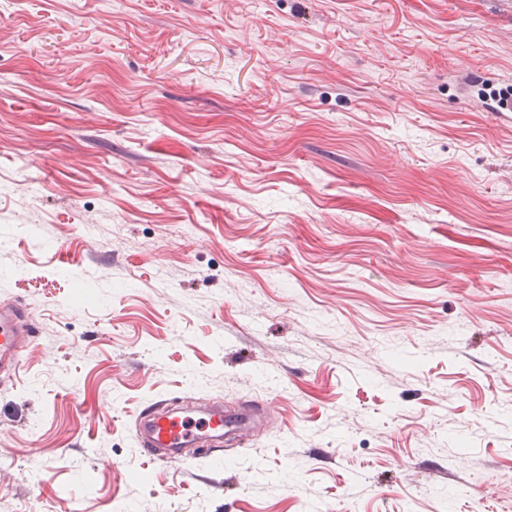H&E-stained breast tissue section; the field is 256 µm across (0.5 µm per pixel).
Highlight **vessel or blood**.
<instances>
[{
  "label": "vessel or blood",
  "mask_w": 512,
  "mask_h": 512,
  "mask_svg": "<svg viewBox=\"0 0 512 512\" xmlns=\"http://www.w3.org/2000/svg\"><path fill=\"white\" fill-rule=\"evenodd\" d=\"M35 335L34 314L25 304L0 305V377H11L20 366L21 352ZM247 424L246 417L223 408L203 405L190 410L174 408L168 398H160L144 407L134 420L141 448L155 462L175 465L195 463L189 448L209 441L206 456L223 462L221 441L224 435L237 433ZM202 447V446H201Z\"/></svg>",
  "instance_id": "1"
}]
</instances>
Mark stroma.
<instances>
[{
    "mask_svg": "<svg viewBox=\"0 0 512 512\" xmlns=\"http://www.w3.org/2000/svg\"><path fill=\"white\" fill-rule=\"evenodd\" d=\"M512 0H14L0 512H512ZM95 222L94 233L84 223ZM174 397L262 416L148 460ZM36 336L34 314L20 302L0 305V377L10 378L20 366L24 346Z\"/></svg>",
    "mask_w": 512,
    "mask_h": 512,
    "instance_id": "1",
    "label": "stroma"
}]
</instances>
